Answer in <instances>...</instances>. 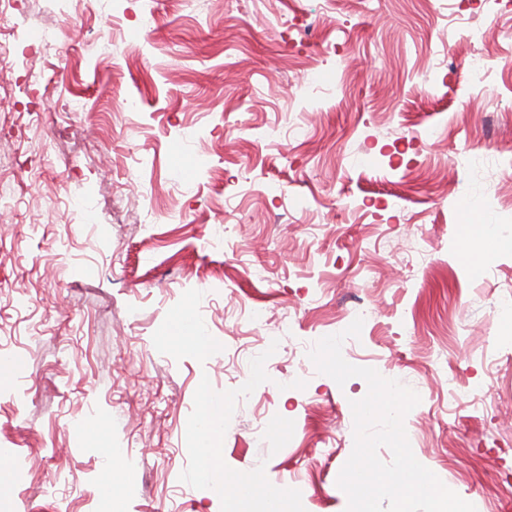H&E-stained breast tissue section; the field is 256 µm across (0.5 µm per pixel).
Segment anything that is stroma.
<instances>
[{
  "label": "stroma",
  "mask_w": 512,
  "mask_h": 512,
  "mask_svg": "<svg viewBox=\"0 0 512 512\" xmlns=\"http://www.w3.org/2000/svg\"><path fill=\"white\" fill-rule=\"evenodd\" d=\"M0 39L6 512H224L204 394L225 472L345 512L368 386L308 352L366 310L416 459L512 512V0H15Z\"/></svg>",
  "instance_id": "obj_1"
}]
</instances>
